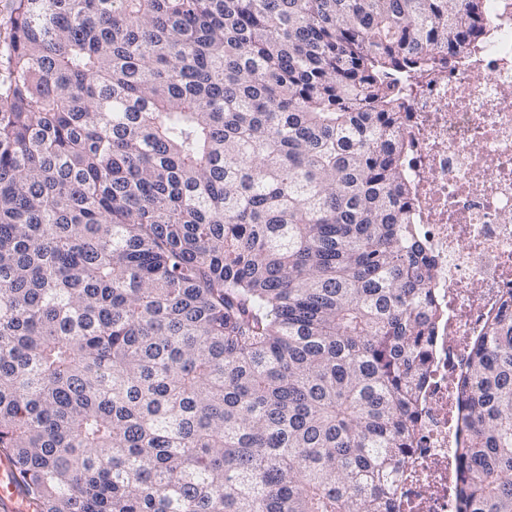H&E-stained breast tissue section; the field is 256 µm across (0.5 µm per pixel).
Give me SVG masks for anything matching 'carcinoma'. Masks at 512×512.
<instances>
[{
	"label": "carcinoma",
	"instance_id": "carcinoma-1",
	"mask_svg": "<svg viewBox=\"0 0 512 512\" xmlns=\"http://www.w3.org/2000/svg\"><path fill=\"white\" fill-rule=\"evenodd\" d=\"M483 0H13L0 457L32 512H396L440 311L401 77ZM455 512H512V302Z\"/></svg>",
	"mask_w": 512,
	"mask_h": 512
}]
</instances>
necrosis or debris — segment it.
Here are the masks:
<instances>
[{
    "mask_svg": "<svg viewBox=\"0 0 512 512\" xmlns=\"http://www.w3.org/2000/svg\"><path fill=\"white\" fill-rule=\"evenodd\" d=\"M484 4L485 36L458 58L427 55L406 84L403 165L441 318L419 443L398 476L401 512H448L454 381L471 341L512 298V0Z\"/></svg>",
    "mask_w": 512,
    "mask_h": 512,
    "instance_id": "4bbe7bcc",
    "label": "necrosis or debris"
}]
</instances>
